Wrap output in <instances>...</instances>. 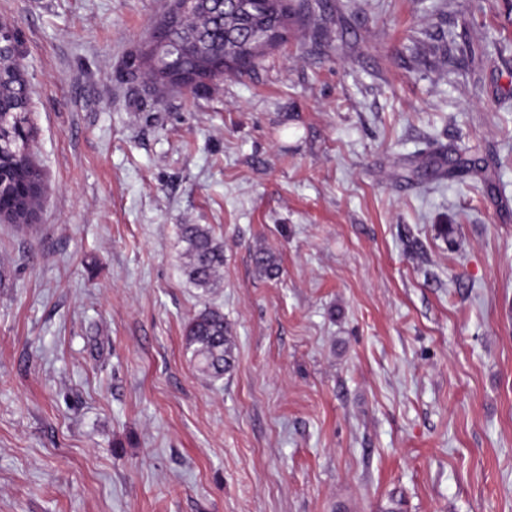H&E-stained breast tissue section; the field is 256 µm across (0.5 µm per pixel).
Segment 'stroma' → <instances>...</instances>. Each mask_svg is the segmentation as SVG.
<instances>
[{
  "label": "stroma",
  "mask_w": 512,
  "mask_h": 512,
  "mask_svg": "<svg viewBox=\"0 0 512 512\" xmlns=\"http://www.w3.org/2000/svg\"><path fill=\"white\" fill-rule=\"evenodd\" d=\"M172 3L0 0L44 179L0 222V512H512V0H308L248 71L158 93ZM461 143L477 173L421 167ZM178 239L184 256L183 274L204 291L214 288L224 269V243L202 224L178 225ZM184 340L186 349L208 377L218 380L232 370L235 340L221 311L205 308L191 317L184 328Z\"/></svg>",
  "instance_id": "obj_1"
}]
</instances>
